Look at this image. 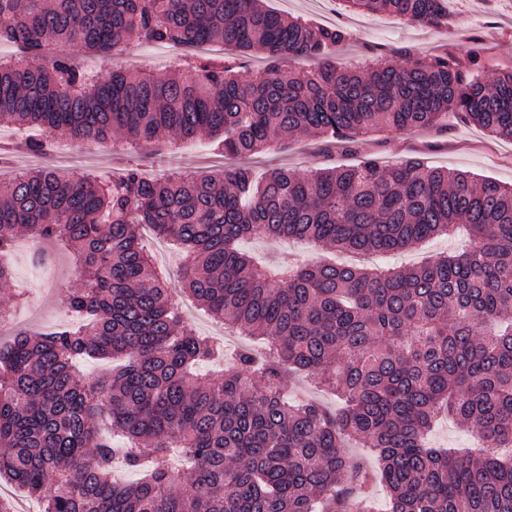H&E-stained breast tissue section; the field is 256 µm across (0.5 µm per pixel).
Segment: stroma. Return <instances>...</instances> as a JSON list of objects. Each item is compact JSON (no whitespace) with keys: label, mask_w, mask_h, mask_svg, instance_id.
Instances as JSON below:
<instances>
[{"label":"stroma","mask_w":512,"mask_h":512,"mask_svg":"<svg viewBox=\"0 0 512 512\" xmlns=\"http://www.w3.org/2000/svg\"><path fill=\"white\" fill-rule=\"evenodd\" d=\"M268 9L289 17H302L326 26H344L351 34L331 56L332 63L357 70L368 69L373 58L403 66L427 59L448 49L469 54L473 44L485 49L480 74L490 78L512 70V0H449L450 17L446 26H411L386 12H360L345 9L341 0H264ZM179 50L168 45L134 43L118 54L110 66L114 69H147L155 75L171 74L179 68ZM372 154L392 166L416 157L431 167L470 172L512 184V142L489 136L472 124L449 123L445 132L417 131L391 140L371 137L361 141L355 151L342 153L325 150L321 139L299 134L276 149L250 159L256 173L275 167H288L304 174L315 168L353 165L362 156ZM219 156L207 140L183 145L178 155H171L166 143L147 145L141 154L111 151L91 166V173L109 179L111 171H125L138 165L144 177L152 178L178 169L196 175H216L222 168ZM464 234L434 239L420 248L388 256H357L347 252L328 253L313 247L301 252L289 240L249 238L242 246L266 264H303L326 259L360 267L409 266L451 253L464 243ZM53 280L38 288L27 289L24 304L14 307L17 323L45 331L71 322L72 315L62 303L63 297L83 284L69 253L52 251Z\"/></svg>","instance_id":"35a3bbf8"}]
</instances>
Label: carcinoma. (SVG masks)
<instances>
[{"mask_svg": "<svg viewBox=\"0 0 512 512\" xmlns=\"http://www.w3.org/2000/svg\"><path fill=\"white\" fill-rule=\"evenodd\" d=\"M413 26L448 23V0H343ZM341 26L286 17L259 0H0V41L78 43L106 62L132 42L190 54L164 78L93 74L64 56L0 61V121L78 142L126 136L137 151L173 134L208 139L226 156L259 153L298 132L344 151L370 134L448 129V115L512 140V71L475 75L480 54L444 51L370 71L329 61ZM269 61L238 77L239 57ZM324 60L302 74L281 65ZM148 224L185 254L180 288L224 329L258 335L269 354L198 333L172 304L168 275L140 242ZM468 231L461 251L378 272L311 263L269 271L239 247L288 237L330 250L391 253ZM70 251L84 279L64 304L84 317L46 333L15 331L0 347V480L42 512H366L375 479L391 512H512V185L373 155L301 176L243 165L219 176L150 180L130 167L100 184L62 169L0 181V255L18 231ZM19 303L12 270L0 290ZM84 357L118 360L101 378ZM299 372L333 391L335 410L278 389ZM441 414L485 452L434 448ZM370 449L369 473L342 449ZM140 474L118 483L113 468Z\"/></svg>", "mask_w": 512, "mask_h": 512, "instance_id": "carcinoma-1", "label": "carcinoma"}]
</instances>
